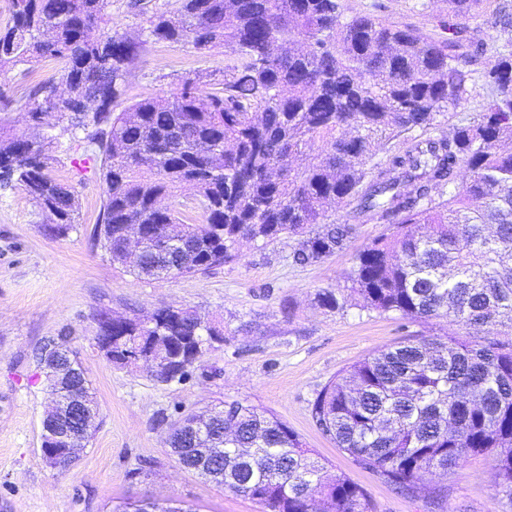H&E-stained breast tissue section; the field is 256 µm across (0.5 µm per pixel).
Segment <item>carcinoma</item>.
Returning <instances> with one entry per match:
<instances>
[{
    "instance_id": "obj_1",
    "label": "carcinoma",
    "mask_w": 512,
    "mask_h": 512,
    "mask_svg": "<svg viewBox=\"0 0 512 512\" xmlns=\"http://www.w3.org/2000/svg\"><path fill=\"white\" fill-rule=\"evenodd\" d=\"M487 0H448L466 21ZM109 0H11L0 28V110L21 111L51 133L0 127V186L16 183L49 214L52 238L78 223L72 188L49 173V149L84 133L99 163L105 205L95 241L137 277L208 271L243 240L297 238L292 258L319 262L343 248L354 222L392 232L359 252L348 273L362 308L418 320L444 317L496 331L481 343L458 336L401 342L336 375L311 416L323 434L390 485L412 492L433 471L492 454L496 484L512 502V49L473 76L470 50L369 15L343 16L340 0H177L141 9L135 35L91 31ZM151 41L227 48L224 80L180 87L112 109L130 66ZM60 63L33 83L40 61ZM481 82V112L459 111ZM454 113L438 131L437 116ZM55 121L50 122L47 117ZM213 144L204 151L200 145ZM384 162L369 165L380 152ZM189 185L193 195L176 197ZM165 196L175 206L161 205ZM350 208L336 224L332 204ZM127 224L141 225L139 257L127 263ZM317 301L347 303L324 289ZM112 322V357L140 349L164 358L183 336L224 326L183 308ZM200 436L194 415L177 421L179 455L269 512H368L363 488L325 475L321 457L285 423L233 402L211 411Z\"/></svg>"
}]
</instances>
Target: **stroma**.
Segmentation results:
<instances>
[{
	"label": "stroma",
	"instance_id": "stroma-1",
	"mask_svg": "<svg viewBox=\"0 0 512 512\" xmlns=\"http://www.w3.org/2000/svg\"><path fill=\"white\" fill-rule=\"evenodd\" d=\"M346 15H373L438 40L483 41L499 47L512 31L483 17L458 24L448 0H341ZM224 47L199 53L164 41L149 44L127 75L118 101L125 107L163 94L190 77L209 87L224 74ZM81 142L64 137L51 153L52 175L73 186L79 219L61 239L46 236L49 217L16 184L0 187V512H112L125 501L165 499L187 512H266L247 497L183 469L168 447L170 422L231 402L252 405L298 433L323 459L363 487L369 512H512L495 486L493 456L474 455L447 475L429 474L412 493L395 490L337 448L311 417L316 393L336 374L382 348L453 334L473 343L484 334L432 317L410 321L394 312L361 309L349 296L355 254L388 230L357 225L347 246L324 260L293 261L291 238L242 242L236 259L206 273L168 280L139 279L114 265L95 242L104 195L97 167L73 164ZM349 302L320 307L318 292ZM223 319L224 341L199 359L181 382L161 383L145 366L112 365L93 336L100 314L146 317L162 307ZM66 336L79 353L97 404L90 443L60 472L40 452L46 381L33 358L41 341ZM166 424H158L159 414ZM445 488L439 504L428 490Z\"/></svg>",
	"mask_w": 512,
	"mask_h": 512
}]
</instances>
